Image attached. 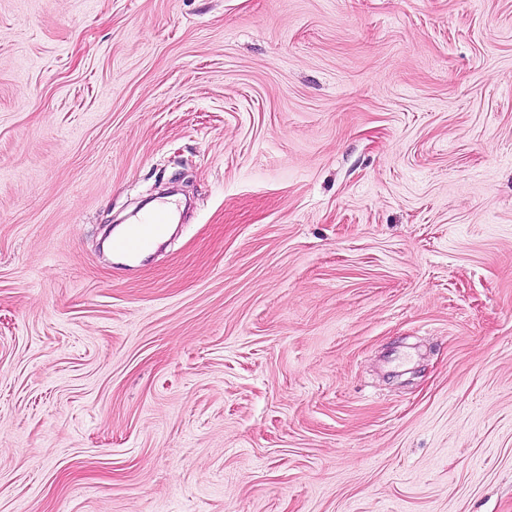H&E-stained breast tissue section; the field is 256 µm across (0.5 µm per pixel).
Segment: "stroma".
Listing matches in <instances>:
<instances>
[{"label": "stroma", "mask_w": 512, "mask_h": 512, "mask_svg": "<svg viewBox=\"0 0 512 512\" xmlns=\"http://www.w3.org/2000/svg\"><path fill=\"white\" fill-rule=\"evenodd\" d=\"M0 512H512V0H0ZM168 221L169 213L158 211L143 218L140 224H131L127 232V226H124L112 235V238L120 237L115 242L113 240L111 248L122 256L133 258L145 252L155 239H162L165 236Z\"/></svg>", "instance_id": "obj_1"}]
</instances>
